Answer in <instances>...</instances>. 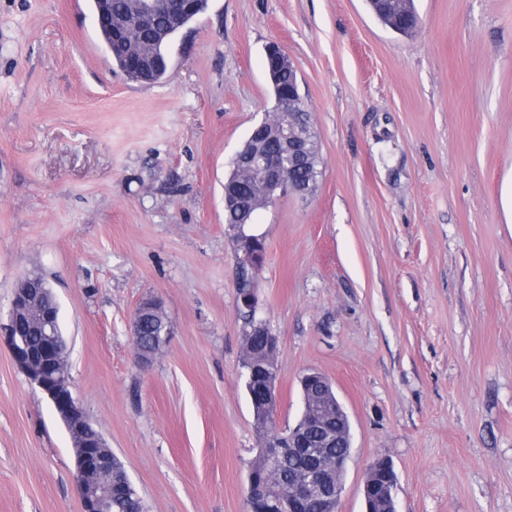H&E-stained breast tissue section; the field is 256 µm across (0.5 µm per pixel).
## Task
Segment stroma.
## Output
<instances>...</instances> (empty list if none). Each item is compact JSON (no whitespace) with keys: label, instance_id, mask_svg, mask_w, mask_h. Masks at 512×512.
<instances>
[{"label":"stroma","instance_id":"1","mask_svg":"<svg viewBox=\"0 0 512 512\" xmlns=\"http://www.w3.org/2000/svg\"><path fill=\"white\" fill-rule=\"evenodd\" d=\"M209 0L163 79L113 69L91 0H0V324L28 276L59 304L74 396L148 512H246L258 435L224 178L287 53L319 177L259 212L280 426L299 379L351 425L338 512L383 457L398 512H512V0ZM169 342L132 343L141 300ZM72 440L0 344V512H80Z\"/></svg>","mask_w":512,"mask_h":512}]
</instances>
